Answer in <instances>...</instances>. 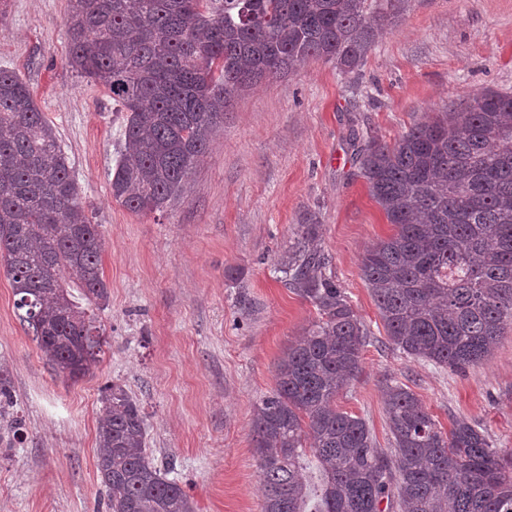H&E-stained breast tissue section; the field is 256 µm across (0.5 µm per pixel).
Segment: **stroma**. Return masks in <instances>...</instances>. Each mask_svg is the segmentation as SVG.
Masks as SVG:
<instances>
[{"label": "stroma", "mask_w": 512, "mask_h": 512, "mask_svg": "<svg viewBox=\"0 0 512 512\" xmlns=\"http://www.w3.org/2000/svg\"><path fill=\"white\" fill-rule=\"evenodd\" d=\"M68 9L69 0H0V68L20 74L56 127L99 226L109 299L94 314L107 345L92 374L57 376L0 271V365L24 423L20 442L0 443V512H106L97 423L112 383L141 404L150 460L196 512H260L254 407L317 317L273 273L301 224L321 225L336 279L370 332L337 409L390 450L385 389L396 381L442 429L461 418L512 451V328L461 372L393 348L360 267L393 227L359 164L366 139L391 144L486 89L512 93V0H403L398 24L354 72L312 59L259 84L235 99L163 213L112 197L125 115L69 65Z\"/></svg>", "instance_id": "stroma-1"}]
</instances>
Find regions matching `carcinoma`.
Segmentation results:
<instances>
[{
    "label": "carcinoma",
    "instance_id": "1",
    "mask_svg": "<svg viewBox=\"0 0 512 512\" xmlns=\"http://www.w3.org/2000/svg\"><path fill=\"white\" fill-rule=\"evenodd\" d=\"M394 0H70L68 61L125 113L112 198L162 213L183 191L234 100L309 59L356 70L392 20ZM360 170L394 233L368 249L363 278L401 353L462 370L488 357L512 324V95L487 90L361 148ZM103 243L79 197L53 124L22 78L0 68V259L15 308L55 371L98 367L104 330L66 286L109 298ZM317 311L255 407L261 512H308L305 448L321 488L314 512H512V452L465 419L443 432L409 388L387 386L393 448L336 409L369 331L332 271L322 225L300 224L275 267ZM98 469L106 512H195L189 494L146 452V416L121 384L102 396ZM0 368L7 436L23 420Z\"/></svg>",
    "mask_w": 512,
    "mask_h": 512
}]
</instances>
